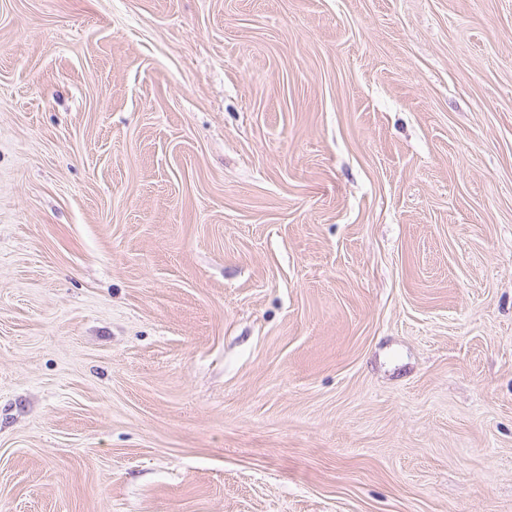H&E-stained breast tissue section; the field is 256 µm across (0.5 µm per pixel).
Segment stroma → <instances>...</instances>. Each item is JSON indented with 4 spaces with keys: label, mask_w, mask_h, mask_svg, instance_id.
<instances>
[{
    "label": "stroma",
    "mask_w": 512,
    "mask_h": 512,
    "mask_svg": "<svg viewBox=\"0 0 512 512\" xmlns=\"http://www.w3.org/2000/svg\"><path fill=\"white\" fill-rule=\"evenodd\" d=\"M0 512H512V0H0Z\"/></svg>",
    "instance_id": "1"
}]
</instances>
